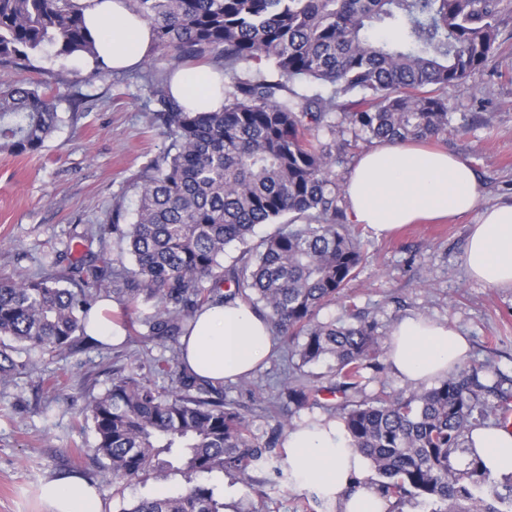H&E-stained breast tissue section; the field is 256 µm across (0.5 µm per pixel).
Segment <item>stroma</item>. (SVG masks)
I'll use <instances>...</instances> for the list:
<instances>
[{"instance_id":"1","label":"stroma","mask_w":512,"mask_h":512,"mask_svg":"<svg viewBox=\"0 0 512 512\" xmlns=\"http://www.w3.org/2000/svg\"><path fill=\"white\" fill-rule=\"evenodd\" d=\"M499 44L495 71L449 88L454 130L438 143L473 167L484 207L512 203V16L501 28ZM21 82L49 83L59 96L61 121L39 153L0 155V277L41 274L55 252L64 250L75 259L104 250L115 264L130 265L124 244L107 229L112 209L119 205L134 213L139 175L169 144L153 119L145 80L130 71L88 79L86 70L48 45L32 68L0 69V85ZM475 220L471 214L451 223L410 224L382 238L363 228L367 263L319 318L345 319L353 302L385 339L408 314L448 323L470 340L464 370L477 372L485 385L499 386L512 408V288H492L466 274L463 256ZM153 311L148 303L128 312L113 300L112 319L124 326L125 338L109 347L83 334L65 354L13 344L10 354L19 371L11 383L0 384V512H43L42 481L73 472L98 487L112 512L159 490L178 491L189 481L228 498L232 512H331L317 491L296 487L282 445L271 468L261 472V484L235 494L230 488L237 477L219 472L189 480L162 473L113 483L93 454L95 433L82 416L85 395L110 389L121 366L166 385L157 369L165 351L137 334ZM375 360L381 368L366 370L357 401H371L383 391L415 392L414 384L386 367L385 352ZM287 367L280 350L248 384L224 386L227 399L250 407L251 430L259 438H267L274 423L254 410V401L275 392Z\"/></svg>"}]
</instances>
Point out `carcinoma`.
Returning <instances> with one entry per match:
<instances>
[{
    "mask_svg": "<svg viewBox=\"0 0 512 512\" xmlns=\"http://www.w3.org/2000/svg\"><path fill=\"white\" fill-rule=\"evenodd\" d=\"M152 29L144 59L155 119L170 144L140 176L132 220L117 207L112 233L127 244L133 267L101 254L68 265V273L0 278V337L63 352L109 278L126 308L152 303L142 336L171 343L157 386L134 370L91 395L84 420L94 452L115 482L154 473L189 479L182 491L140 498L122 512H224L196 473L234 472L252 488L271 461L275 437L261 442L224 385L202 383L180 362V338L195 313L238 299L264 312L272 334L288 344L297 367L328 361L342 393L357 388L379 348L375 326L348 314L322 322L318 313L355 279L366 253L344 223L334 167L346 132L371 144L438 140L451 131L448 88L485 71L499 49L512 0H128ZM52 44L68 57H97L79 0H0V66L21 67ZM164 61L165 71L156 64ZM184 61L224 74V108L194 112L170 93ZM328 88L308 95L304 84ZM355 96L347 105L342 99ZM60 121L57 96L35 86L0 88V153L39 152ZM275 224L252 242L255 226ZM243 246L232 264L225 248ZM69 280L71 287L61 285ZM18 370L0 341V384ZM464 371L408 397L346 402L341 419L383 478L389 498L412 497L431 512H512V484L494 492L478 467H454L474 426L475 390ZM288 402L317 403L321 388L287 377Z\"/></svg>",
    "mask_w": 512,
    "mask_h": 512,
    "instance_id": "obj_1",
    "label": "carcinoma"
}]
</instances>
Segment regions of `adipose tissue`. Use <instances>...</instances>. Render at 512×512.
<instances>
[{
    "label": "adipose tissue",
    "instance_id": "ef3b65f1",
    "mask_svg": "<svg viewBox=\"0 0 512 512\" xmlns=\"http://www.w3.org/2000/svg\"><path fill=\"white\" fill-rule=\"evenodd\" d=\"M84 19L109 67L135 66L151 44V27L125 0H85ZM223 79L206 67H185L172 78L174 96L196 111L224 106ZM476 174L467 160L413 142H380L359 158L345 186L350 223L382 236L420 219L479 217L468 237L467 274L493 287H512V203L477 211ZM274 338L262 315L235 301L198 312L182 337L183 361L205 382L233 381L271 356ZM469 343L456 329L416 315L401 318L386 345V362L402 380L419 383L463 365ZM288 467L297 487L321 493L333 512H389L390 501L370 481V461L354 448L342 424L315 418L290 431ZM464 462H478L491 477L512 474V431L479 426L468 436ZM45 512H105L98 489L65 474L40 486Z\"/></svg>",
    "mask_w": 512,
    "mask_h": 512
}]
</instances>
